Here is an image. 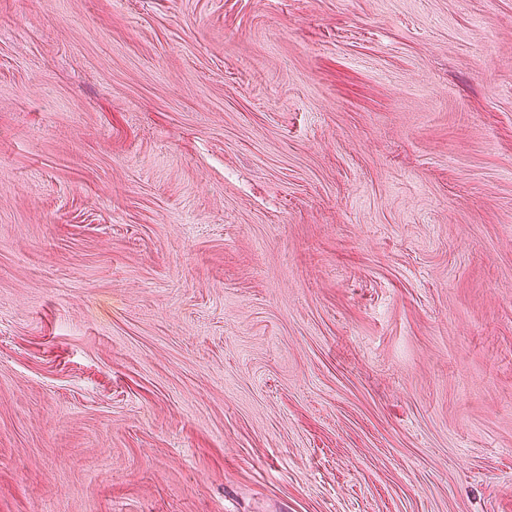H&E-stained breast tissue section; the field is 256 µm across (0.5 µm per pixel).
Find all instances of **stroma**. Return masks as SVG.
Returning a JSON list of instances; mask_svg holds the SVG:
<instances>
[{
	"label": "stroma",
	"instance_id": "1",
	"mask_svg": "<svg viewBox=\"0 0 512 512\" xmlns=\"http://www.w3.org/2000/svg\"><path fill=\"white\" fill-rule=\"evenodd\" d=\"M0 512H512V0H0Z\"/></svg>",
	"mask_w": 512,
	"mask_h": 512
}]
</instances>
